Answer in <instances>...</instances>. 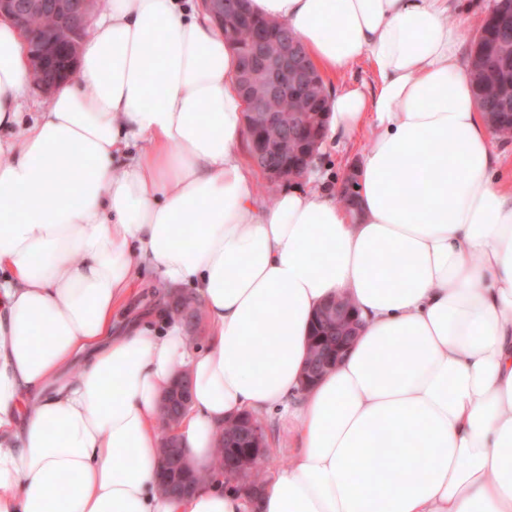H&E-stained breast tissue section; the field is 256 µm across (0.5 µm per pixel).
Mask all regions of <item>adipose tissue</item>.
<instances>
[{
    "mask_svg": "<svg viewBox=\"0 0 512 512\" xmlns=\"http://www.w3.org/2000/svg\"><path fill=\"white\" fill-rule=\"evenodd\" d=\"M322 78L326 140L369 137L354 208L309 172L254 193L234 48L192 0H104L39 112L0 21V512H512V182L499 179L452 0H249ZM189 286L205 337L165 312L118 328L137 279ZM361 330L310 391L315 311ZM210 469L215 434L277 409L291 465L249 499L217 477L159 489V404ZM190 387V379L189 375L186 372L180 373L171 387L170 390H175L164 396L163 405L168 406L169 401H175L179 404L180 414L181 416L187 411L189 407L190 400H188V391L187 389ZM180 416V418H181ZM179 418V419H180Z\"/></svg>",
    "mask_w": 512,
    "mask_h": 512,
    "instance_id": "1",
    "label": "adipose tissue"
}]
</instances>
